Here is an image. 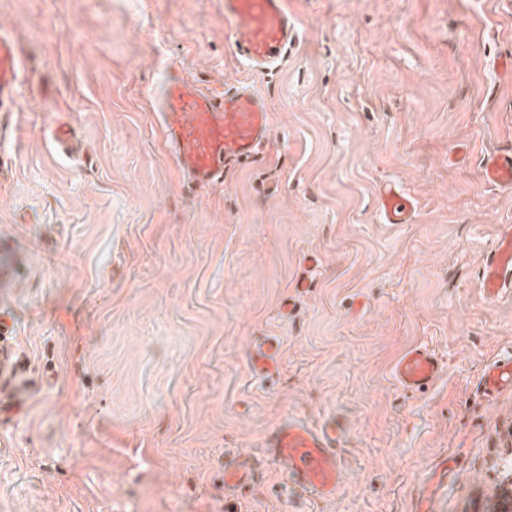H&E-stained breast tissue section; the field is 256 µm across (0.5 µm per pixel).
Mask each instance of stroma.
I'll return each mask as SVG.
<instances>
[{"mask_svg": "<svg viewBox=\"0 0 512 512\" xmlns=\"http://www.w3.org/2000/svg\"><path fill=\"white\" fill-rule=\"evenodd\" d=\"M300 41L276 74L238 60L224 0H0L33 58L0 112V319L28 383L0 411V512H501L512 500V392L480 378L512 356V291L479 272L512 189L484 153L512 143V0H288ZM267 96L255 162L183 190L146 92L168 64ZM68 114L91 160L45 132ZM463 162L450 161L455 147ZM400 182L413 223H383ZM314 282L296 294L304 261ZM295 316L281 313L287 297ZM280 345L272 377L249 356ZM424 345L446 371L407 392L396 360ZM345 434L334 498L291 492L267 462L279 423ZM250 453L255 480L224 485ZM447 462V473L437 472Z\"/></svg>", "mask_w": 512, "mask_h": 512, "instance_id": "1", "label": "stroma"}]
</instances>
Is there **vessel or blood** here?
Instances as JSON below:
<instances>
[{
  "label": "vessel or blood",
  "mask_w": 512,
  "mask_h": 512,
  "mask_svg": "<svg viewBox=\"0 0 512 512\" xmlns=\"http://www.w3.org/2000/svg\"><path fill=\"white\" fill-rule=\"evenodd\" d=\"M226 34L238 56L254 71H280L297 45V20L288 0H224ZM32 58L12 32L0 27V112L18 111L28 89ZM148 99L160 117L163 144L190 190L223 179L227 166L253 162L263 154L270 131L266 97L246 82L218 93L168 67L160 82L149 89ZM484 182L512 186V148L485 155L480 162ZM378 209L385 223H411L412 196L392 182L378 192ZM486 298L512 288V225H501L494 249L479 276ZM277 344H267L250 361L253 372L271 374L276 368ZM444 365L435 352L417 346L407 350L394 366L398 385L420 392L442 374ZM486 397L512 389V359L495 361L481 376ZM335 421L312 426L289 420L266 437L270 462L285 465L293 492L320 500L335 496L344 477L341 438ZM255 465L244 453L224 468V482L242 486L252 480Z\"/></svg>",
  "instance_id": "1"
}]
</instances>
